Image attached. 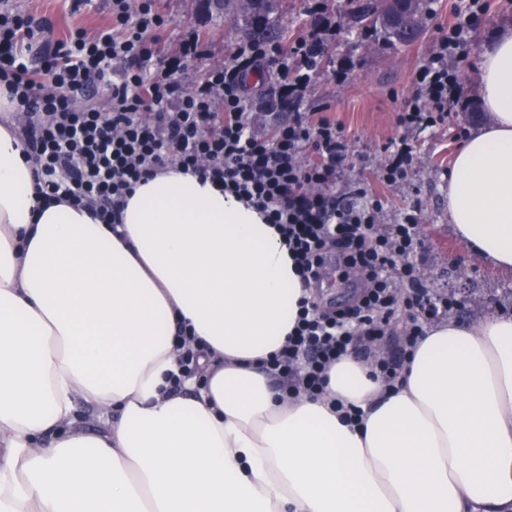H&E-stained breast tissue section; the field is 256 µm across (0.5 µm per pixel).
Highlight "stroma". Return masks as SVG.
I'll return each mask as SVG.
<instances>
[{"mask_svg": "<svg viewBox=\"0 0 512 512\" xmlns=\"http://www.w3.org/2000/svg\"><path fill=\"white\" fill-rule=\"evenodd\" d=\"M10 2L35 19L50 20L52 28L45 37L53 42L65 38L76 27L95 30L106 26L110 18L105 0H86L78 9L72 0ZM314 4L315 0H284L278 16L290 36L309 31L336 46L333 57L322 62L300 109L324 113L341 124L350 140L345 178L376 184L378 168L384 160L383 146L396 133V114L413 90L414 72L462 0H438L423 40L400 50L356 26L345 24L338 28L319 22ZM159 5L170 20L162 38L165 46L203 33L208 27L217 32L209 40L206 62L190 68V77H197L204 66L223 64L227 49L242 39L238 28L220 14L202 21L197 0H159ZM486 5V13L470 32L466 55L448 60L449 67L458 71L463 89L460 100L448 108L447 125L415 134L417 159L409 186L380 190L389 212L421 208L422 245L416 262L430 291L461 289L463 308L456 317L466 323L491 313L512 317V273L499 271L472 255L448 221L446 174L459 144L457 134L471 132L488 119L479 102L480 56L501 28L512 27V0H486Z\"/></svg>", "mask_w": 512, "mask_h": 512, "instance_id": "1", "label": "stroma"}]
</instances>
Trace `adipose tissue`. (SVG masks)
<instances>
[{
	"label": "adipose tissue",
	"instance_id": "1",
	"mask_svg": "<svg viewBox=\"0 0 512 512\" xmlns=\"http://www.w3.org/2000/svg\"><path fill=\"white\" fill-rule=\"evenodd\" d=\"M477 78L490 121L454 155L448 220L511 272L512 29ZM306 294L274 225L182 168L114 226L38 203L0 97V512H512V318L429 324L395 388L348 355L291 396L264 362ZM181 322L200 376L175 390Z\"/></svg>",
	"mask_w": 512,
	"mask_h": 512
}]
</instances>
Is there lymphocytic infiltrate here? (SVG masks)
Instances as JSON below:
<instances>
[{"label":"lymphocytic infiltrate","mask_w":512,"mask_h":512,"mask_svg":"<svg viewBox=\"0 0 512 512\" xmlns=\"http://www.w3.org/2000/svg\"><path fill=\"white\" fill-rule=\"evenodd\" d=\"M110 22L94 32L78 28L56 43L40 41L44 22L0 6V87L25 118L22 134L33 159L36 190L46 201L63 199L116 223L134 185L178 166L255 208L285 238L305 284L337 262L363 281L357 301L333 312L312 298L299 303L297 323L267 371L294 392L323 393L329 367L341 356L365 352L379 341L401 308L419 318L401 334L409 354L424 327L448 314L454 297L431 295L419 281L414 258L421 246L420 211L400 212L385 223L384 206L367 187L343 198L333 189L349 154L342 126L300 110L317 70L314 34L288 46L243 42L230 61L186 81L188 62L208 55L199 35L162 52L169 26L156 0H107ZM485 0H468L437 38L415 72L416 90L398 112V138L385 147L378 180L407 182L415 159L411 135L437 126L459 96L451 56L470 45L469 32ZM266 64L284 76L287 121L259 130L251 112L247 71ZM105 107L91 105L99 87Z\"/></svg>","instance_id":"lymphocytic-infiltrate-1"}]
</instances>
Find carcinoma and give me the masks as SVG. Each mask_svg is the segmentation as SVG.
Returning <instances> with one entry per match:
<instances>
[{"mask_svg":"<svg viewBox=\"0 0 512 512\" xmlns=\"http://www.w3.org/2000/svg\"><path fill=\"white\" fill-rule=\"evenodd\" d=\"M434 0H322L323 12L332 17L339 14L355 25L372 28L395 48H409L426 33L414 22L417 14L432 15ZM282 0H253L251 8L238 10L236 0H222L220 6H207V10L224 9L228 17L242 32L244 39L259 45H288L285 28L277 24Z\"/></svg>","mask_w":512,"mask_h":512,"instance_id":"carcinoma-1","label":"carcinoma"}]
</instances>
